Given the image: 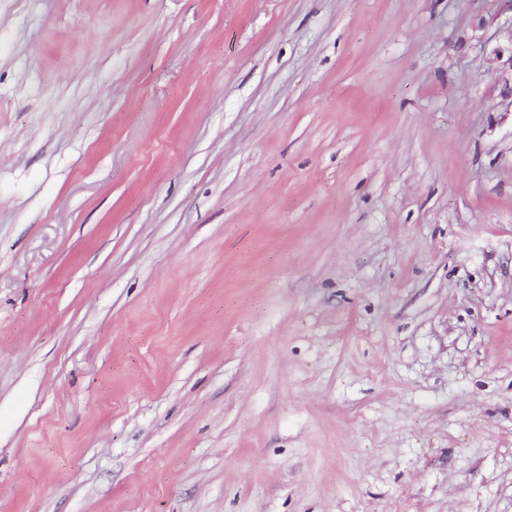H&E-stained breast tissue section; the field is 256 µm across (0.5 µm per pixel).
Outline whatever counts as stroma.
Returning <instances> with one entry per match:
<instances>
[{"label":"stroma","instance_id":"obj_1","mask_svg":"<svg viewBox=\"0 0 512 512\" xmlns=\"http://www.w3.org/2000/svg\"><path fill=\"white\" fill-rule=\"evenodd\" d=\"M0 512H512V0H0Z\"/></svg>","mask_w":512,"mask_h":512}]
</instances>
